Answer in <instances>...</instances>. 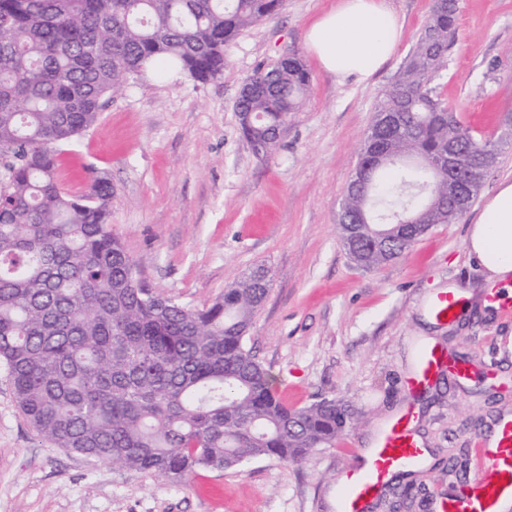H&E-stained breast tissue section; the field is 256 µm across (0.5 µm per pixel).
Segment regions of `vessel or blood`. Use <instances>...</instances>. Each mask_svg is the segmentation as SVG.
Here are the masks:
<instances>
[{
  "mask_svg": "<svg viewBox=\"0 0 512 512\" xmlns=\"http://www.w3.org/2000/svg\"><path fill=\"white\" fill-rule=\"evenodd\" d=\"M464 305L452 289L437 291L429 311L439 321H453ZM468 364L450 361L445 350L424 347L417 369L407 380L408 390L429 385L450 371L466 376ZM481 469L454 494L439 503L440 512H512V419L500 422L492 440H479ZM426 451L414 433L412 413H405L384 429L369 452L367 463L351 472L339 494L337 512H370L373 500L399 471L421 464Z\"/></svg>",
  "mask_w": 512,
  "mask_h": 512,
  "instance_id": "obj_1",
  "label": "vessel or blood"
}]
</instances>
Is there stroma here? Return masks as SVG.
Returning <instances> with one entry per match:
<instances>
[{"label": "stroma", "instance_id": "1", "mask_svg": "<svg viewBox=\"0 0 512 512\" xmlns=\"http://www.w3.org/2000/svg\"><path fill=\"white\" fill-rule=\"evenodd\" d=\"M338 0H285L243 30L221 78L146 69L108 100L97 122L63 147L69 192L90 170L112 180V229L154 292L202 308L256 267L271 278L247 344L294 407L324 398L357 417L301 465L266 458L232 470L202 469L184 484L42 446L0 375V512H336L346 472L406 411L426 448L424 488L403 507L387 488L374 512H435L440 496L477 468L478 437L512 415V317L491 309L482 267L464 239L478 205L512 179V146L486 174L477 203L436 226L396 261L364 270L345 253L338 211L382 90L412 49L434 0H387L403 24L392 58L370 79L324 71L305 43L309 25ZM457 35L436 81L441 99L475 133L498 135L512 114V0H457ZM298 54L312 91L272 154L256 155L236 112L245 81ZM467 286V312L437 322V289ZM434 345L471 366L425 393L406 392L420 350Z\"/></svg>", "mask_w": 512, "mask_h": 512}]
</instances>
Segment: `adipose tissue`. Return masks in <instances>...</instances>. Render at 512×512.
<instances>
[{
	"instance_id": "ef3b65f1",
	"label": "adipose tissue",
	"mask_w": 512,
	"mask_h": 512,
	"mask_svg": "<svg viewBox=\"0 0 512 512\" xmlns=\"http://www.w3.org/2000/svg\"><path fill=\"white\" fill-rule=\"evenodd\" d=\"M402 27L386 0H340L307 33L321 67L340 79H369L392 56ZM466 251L489 279L512 281V180L503 181L468 228Z\"/></svg>"
}]
</instances>
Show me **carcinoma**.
<instances>
[{
  "label": "carcinoma",
  "mask_w": 512,
  "mask_h": 512,
  "mask_svg": "<svg viewBox=\"0 0 512 512\" xmlns=\"http://www.w3.org/2000/svg\"><path fill=\"white\" fill-rule=\"evenodd\" d=\"M283 0H0V370L39 441L51 448L183 484L199 469L276 458L301 464L352 423L350 406L323 398L291 407L246 347L269 278L257 270L207 308L157 295L109 224L112 181L87 192L61 184L60 147L97 121L107 99L150 66L207 83L226 51ZM457 0H435L412 52L375 113H400L380 139L376 124L360 159L385 153L365 190L349 182L345 214L372 208L387 222L349 243L356 264H387L437 224L462 216L474 197L436 168L461 142L482 183L501 142L475 134L434 86L456 35ZM264 87L237 103L256 115L241 127L251 147L273 150L275 132L310 93L293 54L251 76Z\"/></svg>",
  "instance_id": "carcinoma-1"
}]
</instances>
